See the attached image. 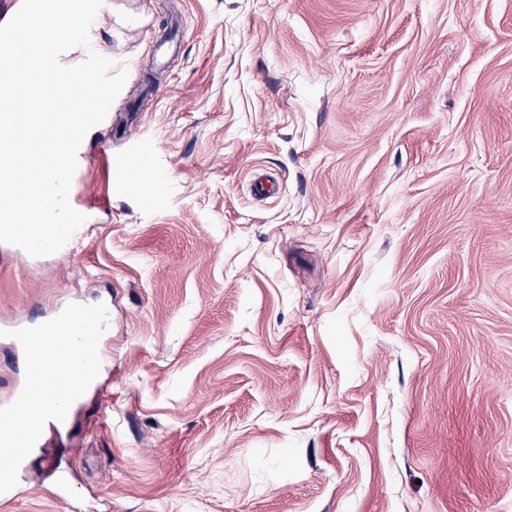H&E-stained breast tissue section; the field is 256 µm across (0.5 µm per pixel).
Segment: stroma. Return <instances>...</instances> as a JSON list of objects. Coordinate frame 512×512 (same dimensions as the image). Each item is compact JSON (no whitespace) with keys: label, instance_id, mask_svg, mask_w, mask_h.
Instances as JSON below:
<instances>
[{"label":"stroma","instance_id":"35a3bbf8","mask_svg":"<svg viewBox=\"0 0 512 512\" xmlns=\"http://www.w3.org/2000/svg\"><path fill=\"white\" fill-rule=\"evenodd\" d=\"M90 41L128 79L81 242L0 244V318L105 304L103 368L8 512H512V0H105Z\"/></svg>","mask_w":512,"mask_h":512}]
</instances>
